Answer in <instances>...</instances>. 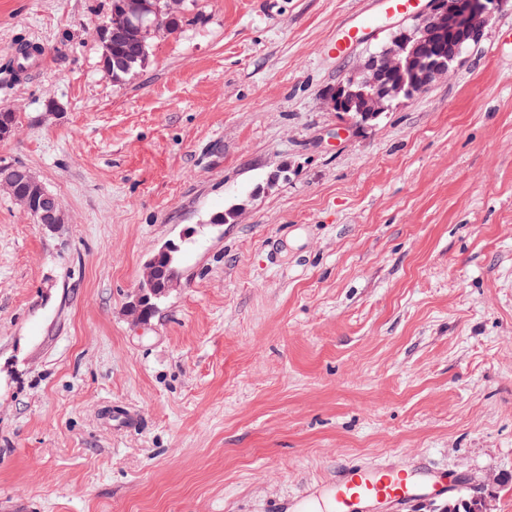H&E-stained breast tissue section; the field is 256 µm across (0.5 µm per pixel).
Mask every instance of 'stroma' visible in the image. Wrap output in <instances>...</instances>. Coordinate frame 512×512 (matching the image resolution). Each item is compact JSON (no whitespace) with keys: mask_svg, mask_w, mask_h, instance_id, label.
I'll return each instance as SVG.
<instances>
[{"mask_svg":"<svg viewBox=\"0 0 512 512\" xmlns=\"http://www.w3.org/2000/svg\"><path fill=\"white\" fill-rule=\"evenodd\" d=\"M110 7L0 0V75L45 56L0 78V166L66 217L0 190V512H277L418 457L512 512V6L362 126L325 98L412 17L338 58L359 0H193L116 84ZM169 242L180 283L133 323ZM0 187L38 224L54 228L65 223L63 209L58 199L49 192L25 166H0Z\"/></svg>","mask_w":512,"mask_h":512,"instance_id":"35a3bbf8","label":"stroma"}]
</instances>
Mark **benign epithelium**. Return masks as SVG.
Listing matches in <instances>:
<instances>
[{
    "instance_id": "obj_1",
    "label": "benign epithelium",
    "mask_w": 512,
    "mask_h": 512,
    "mask_svg": "<svg viewBox=\"0 0 512 512\" xmlns=\"http://www.w3.org/2000/svg\"><path fill=\"white\" fill-rule=\"evenodd\" d=\"M510 1L428 0L427 8L413 17V28L398 30L386 47L362 59L327 97V104L355 125L376 120L394 103L425 92L446 76L464 44L482 35L485 24H475L472 17L487 21L491 5ZM155 14L151 0H120L118 11L97 28V35L104 41L136 28L146 41L157 35L156 21L151 19ZM0 187L37 223L47 228L65 223L58 199L27 167L0 166ZM178 250L177 244L168 243L145 263L139 288L128 305L131 321H150L159 301L176 287L179 273L171 263Z\"/></svg>"
}]
</instances>
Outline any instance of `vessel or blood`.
<instances>
[{
    "mask_svg": "<svg viewBox=\"0 0 512 512\" xmlns=\"http://www.w3.org/2000/svg\"><path fill=\"white\" fill-rule=\"evenodd\" d=\"M422 0H364L355 17L341 25L327 50L336 56L347 55L352 48L369 40L377 28L380 15L395 17L411 15ZM457 478L437 477L426 459L414 461L404 479H382L377 468L351 464L337 468L327 482L332 512H355L361 502L390 499L398 512H410L414 501L441 497L457 485Z\"/></svg>",
    "mask_w": 512,
    "mask_h": 512,
    "instance_id": "b4317fda",
    "label": "vessel or blood"
}]
</instances>
